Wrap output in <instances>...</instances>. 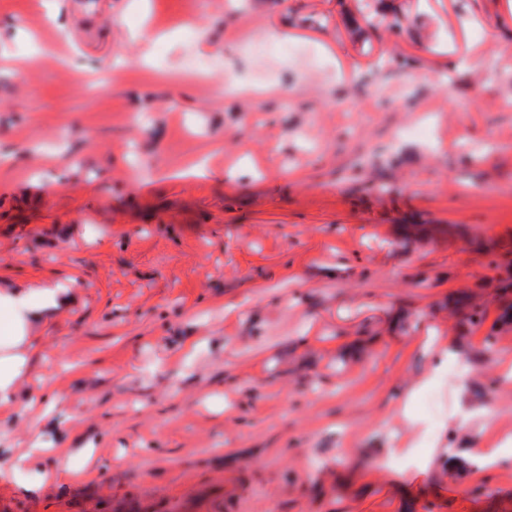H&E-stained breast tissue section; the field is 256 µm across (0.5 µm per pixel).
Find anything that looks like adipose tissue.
Wrapping results in <instances>:
<instances>
[{
	"mask_svg": "<svg viewBox=\"0 0 512 512\" xmlns=\"http://www.w3.org/2000/svg\"><path fill=\"white\" fill-rule=\"evenodd\" d=\"M76 282L71 278L41 279L18 287L0 283V414L16 411L21 387L34 357L35 342L48 324L76 298ZM40 444L13 455L5 471L6 480L30 490L48 483H63L71 476L64 449L50 452L49 466L33 469L34 456L43 454Z\"/></svg>",
	"mask_w": 512,
	"mask_h": 512,
	"instance_id": "1",
	"label": "adipose tissue"
}]
</instances>
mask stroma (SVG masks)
<instances>
[{
    "label": "stroma",
    "mask_w": 512,
    "mask_h": 512,
    "mask_svg": "<svg viewBox=\"0 0 512 512\" xmlns=\"http://www.w3.org/2000/svg\"><path fill=\"white\" fill-rule=\"evenodd\" d=\"M378 8L0 0V279L78 288L0 470L37 435L93 465L0 479L5 512H512V458L464 466L512 442V0ZM406 445L417 466H374ZM508 456V448H475L472 453V459L486 471L494 469Z\"/></svg>",
    "instance_id": "1"
}]
</instances>
